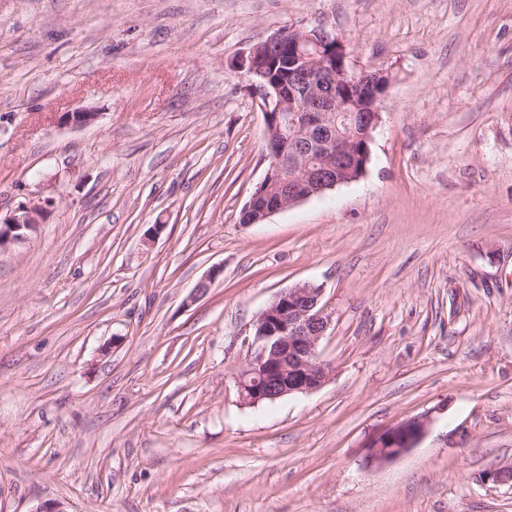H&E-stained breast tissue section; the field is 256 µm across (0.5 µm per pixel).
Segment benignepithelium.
<instances>
[{
	"instance_id": "7a95c632",
	"label": "benign epithelium",
	"mask_w": 512,
	"mask_h": 512,
	"mask_svg": "<svg viewBox=\"0 0 512 512\" xmlns=\"http://www.w3.org/2000/svg\"><path fill=\"white\" fill-rule=\"evenodd\" d=\"M343 42L324 28H286L243 51L233 68L264 115L269 165L240 219L259 224L271 215L361 176L370 157L372 135L381 119L382 95L366 107L352 87L358 72L347 65ZM98 113L67 112L65 124H93ZM361 124L367 137L361 152L350 131L338 122ZM44 217V208L22 203L0 220V251L25 239ZM323 289L310 283L282 292L253 324L254 351L238 377L243 403L257 405L321 388L331 367L321 357L319 342L329 316ZM427 422L413 419L385 429L369 445L370 466L394 460L425 435Z\"/></svg>"
}]
</instances>
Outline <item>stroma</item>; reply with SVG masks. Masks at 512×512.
<instances>
[{"mask_svg": "<svg viewBox=\"0 0 512 512\" xmlns=\"http://www.w3.org/2000/svg\"><path fill=\"white\" fill-rule=\"evenodd\" d=\"M320 26L389 80L370 160L241 224L269 161L232 62ZM22 203L0 512H512L485 478L512 465V0H0V215ZM304 283L329 380L243 404L253 321ZM426 430L427 422L423 419L388 427L368 445L366 463L373 466L399 458L424 437Z\"/></svg>", "mask_w": 512, "mask_h": 512, "instance_id": "stroma-1", "label": "stroma"}]
</instances>
